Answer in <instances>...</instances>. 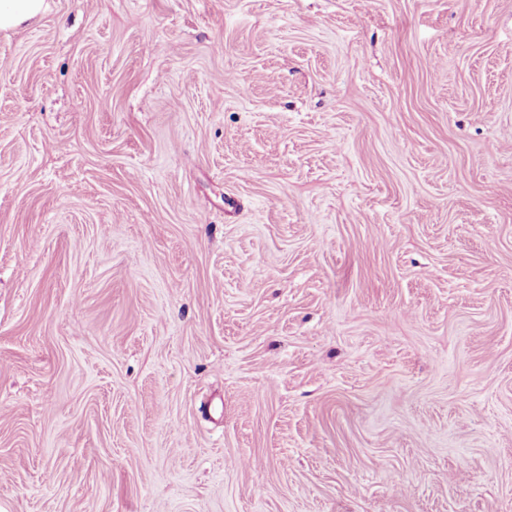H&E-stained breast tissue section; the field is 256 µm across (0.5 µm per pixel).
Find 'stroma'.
Here are the masks:
<instances>
[{"label": "stroma", "mask_w": 512, "mask_h": 512, "mask_svg": "<svg viewBox=\"0 0 512 512\" xmlns=\"http://www.w3.org/2000/svg\"><path fill=\"white\" fill-rule=\"evenodd\" d=\"M47 3L0 512H512V0Z\"/></svg>", "instance_id": "35a3bbf8"}]
</instances>
